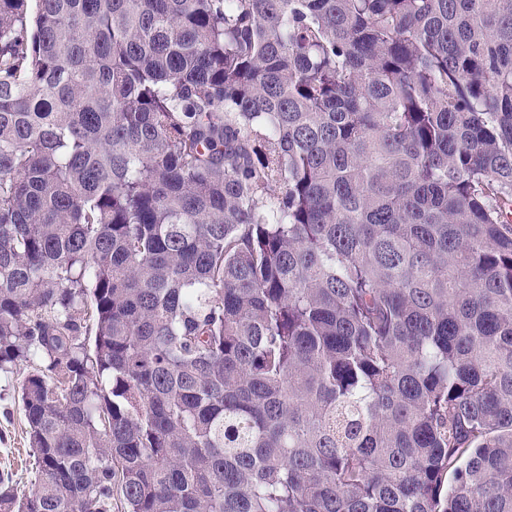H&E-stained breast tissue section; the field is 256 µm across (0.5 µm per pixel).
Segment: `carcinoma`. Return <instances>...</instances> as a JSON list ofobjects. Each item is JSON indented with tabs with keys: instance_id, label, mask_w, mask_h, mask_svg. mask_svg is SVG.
<instances>
[{
	"instance_id": "obj_1",
	"label": "carcinoma",
	"mask_w": 512,
	"mask_h": 512,
	"mask_svg": "<svg viewBox=\"0 0 512 512\" xmlns=\"http://www.w3.org/2000/svg\"><path fill=\"white\" fill-rule=\"evenodd\" d=\"M34 359L0 512H512V0H0Z\"/></svg>"
}]
</instances>
